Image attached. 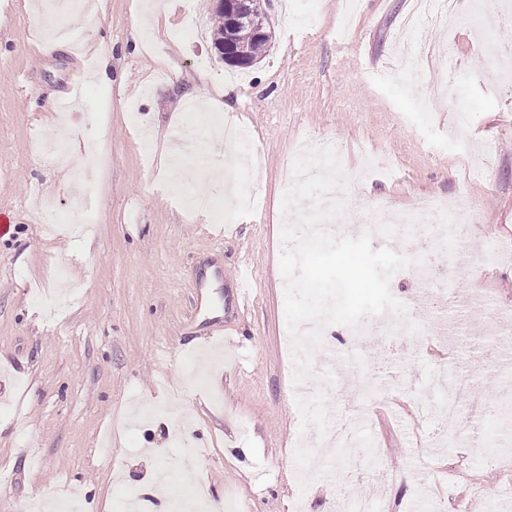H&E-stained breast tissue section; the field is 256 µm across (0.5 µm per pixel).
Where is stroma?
Masks as SVG:
<instances>
[{"label":"stroma","mask_w":512,"mask_h":512,"mask_svg":"<svg viewBox=\"0 0 512 512\" xmlns=\"http://www.w3.org/2000/svg\"><path fill=\"white\" fill-rule=\"evenodd\" d=\"M37 0H0V512L29 501L81 495L86 512H120L126 487L153 469L191 465L204 508L235 497L238 512H338L375 468L344 478L329 434L354 393L370 410L354 430L376 443L397 476L376 512H466L472 486L493 495L488 512H512V412L484 419L480 447L449 439L438 412L441 386L460 366L456 350L418 334L364 339L330 325L312 349L326 388L314 400L292 392L295 366L283 351L285 282L281 202L288 162L323 140L342 148L343 171L369 152L379 173L349 184L348 208L393 217L426 197L469 204L477 222L464 257L417 239L399 251L422 265L397 272L392 294L412 305L424 289L448 290L466 310L480 290L512 303V53L489 52L490 34L512 45V0H451L452 27L421 21L405 37L411 0H271L268 56L248 68L225 64L213 45L217 0L174 4L167 31L133 50L137 0H103L73 12L81 44L37 33ZM112 53V80L84 81L79 111L57 117L70 73L97 48ZM231 88L237 124L251 132L259 180L249 200L212 181L246 182L239 161L193 139L206 113L184 101ZM490 152L475 175L469 151ZM177 156L196 170L180 186L162 164ZM214 197L224 217L193 215L182 193ZM81 214L85 231H50L40 211ZM241 269L246 308L230 278ZM223 328L236 351L212 338ZM463 418L512 390V373L473 364ZM183 417L188 436L170 430ZM315 468L296 469L302 446Z\"/></svg>","instance_id":"35a3bbf8"}]
</instances>
